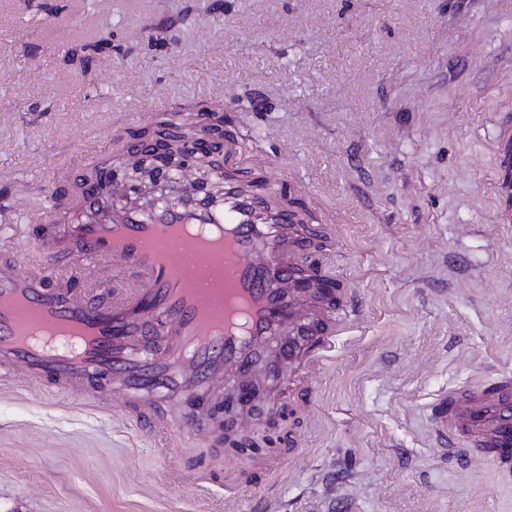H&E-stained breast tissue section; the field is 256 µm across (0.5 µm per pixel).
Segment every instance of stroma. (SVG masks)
Returning a JSON list of instances; mask_svg holds the SVG:
<instances>
[{
  "mask_svg": "<svg viewBox=\"0 0 512 512\" xmlns=\"http://www.w3.org/2000/svg\"><path fill=\"white\" fill-rule=\"evenodd\" d=\"M512 0H0V225L89 176L124 130L223 121L255 175L333 218L315 251L353 303L309 398L212 430L179 484L105 405L0 379V512H512V487L436 448L440 391L512 368V224L490 148L512 97ZM301 447L225 495L252 449Z\"/></svg>",
  "mask_w": 512,
  "mask_h": 512,
  "instance_id": "obj_1",
  "label": "stroma"
}]
</instances>
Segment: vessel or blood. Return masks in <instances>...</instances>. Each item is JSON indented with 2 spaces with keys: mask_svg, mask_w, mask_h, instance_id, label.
I'll return each mask as SVG.
<instances>
[{
  "mask_svg": "<svg viewBox=\"0 0 512 512\" xmlns=\"http://www.w3.org/2000/svg\"><path fill=\"white\" fill-rule=\"evenodd\" d=\"M494 154V220L512 224V126L500 127ZM73 209L36 245L42 277L23 271L19 253L0 256V376L72 394L108 378L113 407L169 437L201 425L193 392L240 380L258 360L279 385L308 389L301 369L331 350L347 307L316 280L306 295L289 289L323 224L298 223L233 174L220 206L177 185L159 209L130 199L109 210L96 190ZM62 265L75 276L104 269L96 293L46 287ZM429 411L444 455L486 459L512 483L511 369L441 392Z\"/></svg>",
  "mask_w": 512,
  "mask_h": 512,
  "instance_id": "vessel-or-blood-1",
  "label": "vessel or blood"
}]
</instances>
